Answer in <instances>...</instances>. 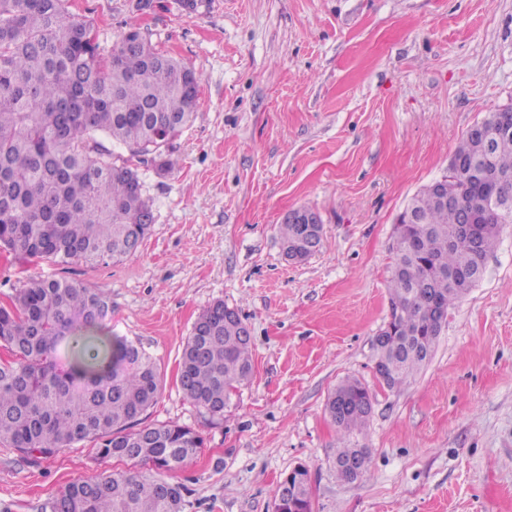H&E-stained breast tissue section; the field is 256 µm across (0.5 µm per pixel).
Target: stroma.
I'll return each instance as SVG.
<instances>
[{"label":"stroma","instance_id":"stroma-1","mask_svg":"<svg viewBox=\"0 0 512 512\" xmlns=\"http://www.w3.org/2000/svg\"><path fill=\"white\" fill-rule=\"evenodd\" d=\"M110 55L129 27L191 68L199 95L163 174L140 167L154 223L120 262L67 266L0 254V304L26 278L112 299V332L166 375L147 423L200 430L171 482L184 512H274L308 470L313 512H512V224L482 280L448 311L430 361L380 386L372 340L389 320L396 219L448 173L458 142L512 106V0H70ZM309 206L323 237L288 261L278 226ZM221 300L251 332L254 374L205 425L176 383L199 313ZM372 394L368 471L341 480L328 395ZM89 443L37 462L0 443V512H45L67 484L122 469Z\"/></svg>","mask_w":512,"mask_h":512}]
</instances>
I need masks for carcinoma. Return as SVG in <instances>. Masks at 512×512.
I'll use <instances>...</instances> for the list:
<instances>
[{
  "label": "carcinoma",
  "mask_w": 512,
  "mask_h": 512,
  "mask_svg": "<svg viewBox=\"0 0 512 512\" xmlns=\"http://www.w3.org/2000/svg\"><path fill=\"white\" fill-rule=\"evenodd\" d=\"M91 20L67 0H0V251L57 265L119 262L150 230L139 166H171L174 141L189 125L198 96L194 72L156 51L129 28L109 58L88 38ZM494 110L482 131L467 132L453 158L507 178L512 194V131ZM124 147L116 155L94 139ZM444 202L425 188L412 218L395 227L390 319L377 335L375 374L399 389L429 361L443 323L430 313L437 298L448 309L482 278L509 223L506 208L486 204L489 189L468 171L448 170ZM480 211L478 245L460 232L464 209ZM322 224L280 225L285 256L303 261L318 246ZM218 300L197 317L179 361L184 396L210 423L224 420L237 390L253 377L251 338L240 314L224 316ZM112 301L99 289L53 277L31 278L0 305V442L23 457L49 458L81 442L94 455L127 468L73 482L51 512H184V487L164 474L186 466L203 446L201 433L176 423L143 424L164 381L141 345L112 335ZM369 389L341 383L325 411L342 431L333 463L368 469V449L349 436L368 423ZM284 512H312L311 487H294Z\"/></svg>",
  "instance_id": "carcinoma-1"
}]
</instances>
